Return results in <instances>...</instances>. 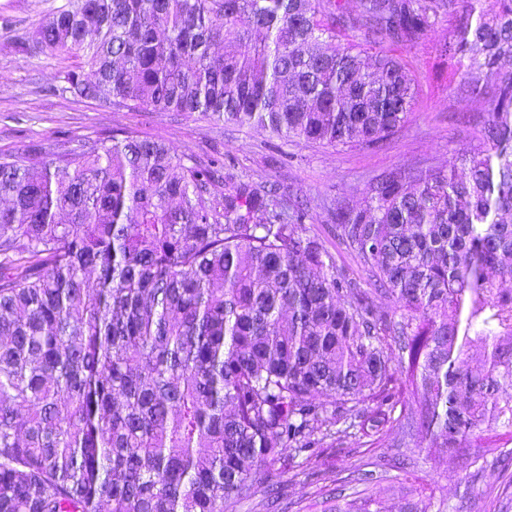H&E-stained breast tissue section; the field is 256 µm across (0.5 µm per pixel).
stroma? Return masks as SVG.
Instances as JSON below:
<instances>
[{
  "mask_svg": "<svg viewBox=\"0 0 512 512\" xmlns=\"http://www.w3.org/2000/svg\"><path fill=\"white\" fill-rule=\"evenodd\" d=\"M66 0H0V155L38 153L42 147L69 138L94 139L134 130L157 140L175 154L205 162L215 157L233 160V179L279 184L286 193L322 198L339 193L359 194L371 177L415 162H445L452 149H476L472 124L461 118L449 97L455 72L440 57L437 44L448 34L447 24L434 33L410 57L420 80V96L405 126L376 148L301 147L265 131L217 124L199 114L170 112H112L96 103L58 94L66 71L84 62L82 53L63 56L19 53L17 45L29 39L39 23ZM310 233L320 237L337 266L360 273L354 254L336 238L322 210H314L307 222ZM398 454L394 448H372L358 439L326 448L314 466L295 461L289 468L272 465L278 473V512H330L339 490L349 489L353 471L362 465L384 470ZM465 459L435 467L425 460L411 464L407 475L392 483L381 512H397L410 487L432 503L434 512H512V475L486 469L482 497L461 501V490L448 475L464 471ZM317 470L310 478L308 470Z\"/></svg>",
  "mask_w": 512,
  "mask_h": 512,
  "instance_id": "obj_1",
  "label": "stroma"
}]
</instances>
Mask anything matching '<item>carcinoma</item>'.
Returning a JSON list of instances; mask_svg holds the SVG:
<instances>
[{"label":"carcinoma","mask_w":512,"mask_h":512,"mask_svg":"<svg viewBox=\"0 0 512 512\" xmlns=\"http://www.w3.org/2000/svg\"><path fill=\"white\" fill-rule=\"evenodd\" d=\"M67 0L22 52H81L62 93L305 146H374L442 19L479 148L384 171L306 233V198L134 131L0 157V512H226L326 440L512 465V0ZM362 40H355V33ZM387 299L392 311L374 303ZM357 468L336 512L390 487ZM313 217V221H307L304 225L311 234H315L323 240L336 266L348 269L355 276L366 278V274L361 270L354 254L336 239L334 224H327L326 214L317 208L313 211Z\"/></svg>","instance_id":"carcinoma-1"}]
</instances>
